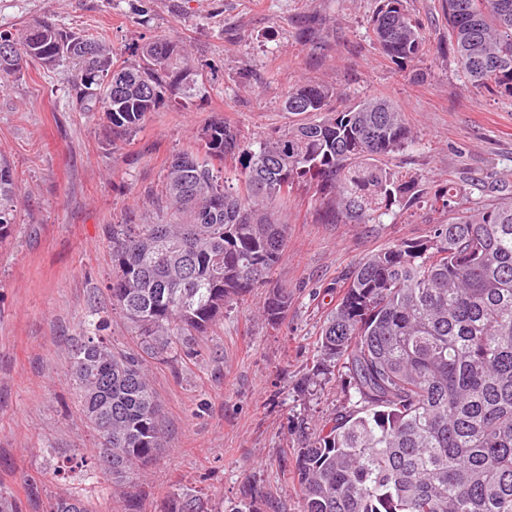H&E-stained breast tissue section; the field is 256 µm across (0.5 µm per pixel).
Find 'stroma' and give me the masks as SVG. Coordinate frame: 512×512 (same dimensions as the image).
Returning <instances> with one entry per match:
<instances>
[{"label": "stroma", "instance_id": "stroma-1", "mask_svg": "<svg viewBox=\"0 0 512 512\" xmlns=\"http://www.w3.org/2000/svg\"><path fill=\"white\" fill-rule=\"evenodd\" d=\"M378 0H0V30L47 16L101 37L117 61L158 35L178 40L200 91L170 95L126 141L99 112L79 111L72 66L31 65L0 85V156L19 184L15 228L0 249V486L23 512H46L51 499L76 494L96 512H160L178 489H202L235 512L246 486L260 487L265 512H300L293 479L301 432L348 405L337 367L314 376L327 311L342 275L394 242L424 236L444 220L431 211L448 181H474L459 209L481 201L480 185L512 180V96L476 92L442 44L443 0H408L432 49L399 71L373 45L368 23ZM332 85L343 100L384 93L405 112L415 143L390 160L412 185L411 201L379 223L325 224L307 186L295 189L285 221L288 246L273 283L288 288L286 317L269 322L266 295L224 311L196 356L155 364L150 379L162 407L166 447L135 483L90 470L59 476L75 454L91 458L97 441L79 412L68 351L89 321L106 317L120 350L129 325L111 311L110 226L143 223L172 155L198 128L220 118L260 139L287 127L288 86Z\"/></svg>", "mask_w": 512, "mask_h": 512}]
</instances>
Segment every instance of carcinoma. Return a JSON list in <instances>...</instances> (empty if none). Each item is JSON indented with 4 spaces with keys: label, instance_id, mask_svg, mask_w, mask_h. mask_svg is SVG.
<instances>
[{
    "label": "carcinoma",
    "instance_id": "1",
    "mask_svg": "<svg viewBox=\"0 0 512 512\" xmlns=\"http://www.w3.org/2000/svg\"><path fill=\"white\" fill-rule=\"evenodd\" d=\"M448 53L468 86L512 95V0H444ZM372 40L403 70L429 51L407 0H379ZM13 61L0 79L37 63L79 65L81 112H101L115 135L131 136L166 104L196 91L177 41L144 43L138 60L115 65L102 41L36 19L1 30ZM333 88H288L294 116L280 134L248 140L222 119L166 169V214L147 224L112 225V310L134 330L139 350L118 351L107 321L71 350L78 406L103 448L92 467L130 482L165 447L149 361L196 354L191 345L224 307L265 287L288 241L282 220L294 186L317 188L324 222L362 224L408 192L386 161L414 142L392 99L365 96L337 110ZM228 158L237 174L224 171ZM463 215L461 188L434 194L448 221L387 246L345 276L324 322L316 375L346 369L357 401L322 423L294 463L301 512H512V183ZM18 186L0 157V246L14 231ZM288 289L273 287L263 315L279 321ZM50 512H94L83 497L54 498ZM162 512H219L212 496L178 491Z\"/></svg>",
    "mask_w": 512,
    "mask_h": 512
}]
</instances>
